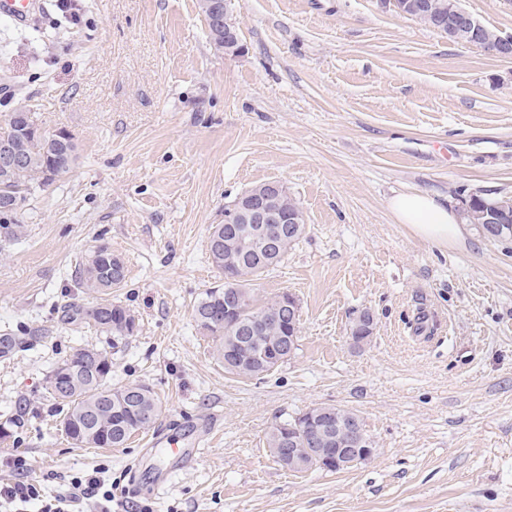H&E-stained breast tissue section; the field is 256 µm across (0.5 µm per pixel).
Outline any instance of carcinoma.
Masks as SVG:
<instances>
[{
  "instance_id": "carcinoma-1",
  "label": "carcinoma",
  "mask_w": 512,
  "mask_h": 512,
  "mask_svg": "<svg viewBox=\"0 0 512 512\" xmlns=\"http://www.w3.org/2000/svg\"><path fill=\"white\" fill-rule=\"evenodd\" d=\"M417 0H395V8L440 34L454 40L449 26L448 0H424L428 4L422 13H414L407 8ZM16 146L24 155L22 167L5 173L0 170V200H28L35 189L44 186L69 173L77 160L76 142L64 137L53 136L35 122L29 123L15 117L11 112L0 122V145ZM25 225L20 220V212L0 207V241L7 243L18 239ZM493 235L497 238L512 237V212L494 219ZM307 224H302L300 234L285 237L277 250L267 252H236L233 262L224 263V225H211L208 237V250L212 264L224 276V283L208 289L193 308V317L199 330L212 337L217 343L219 359L225 352L236 353L235 363L230 372L244 378L260 376L275 367L270 361L261 367L262 353L279 346L286 336L285 325L268 322L261 333L251 339H243L224 330V288L227 286L242 289V298L232 318L247 321L259 316L261 299L252 295V282L265 272L280 266L303 235ZM112 250L107 245L97 246L79 267V287L86 294L112 293L114 288L126 285L124 261L118 262L119 272L112 270ZM71 319L93 322L101 332L113 338L133 335L136 321L130 309L112 303L105 298L96 305L73 311ZM112 372V360L106 353L89 348H77L61 363L55 366L47 379L46 398L58 405L67 407L60 426L65 435L77 444L92 448H120L132 435L143 432L155 423L161 411L158 399L151 389L142 387L137 398L129 396V387L111 388L106 381ZM298 416L286 417L275 424L267 435L271 449L283 447V428L286 424L295 427L305 423Z\"/></svg>"
}]
</instances>
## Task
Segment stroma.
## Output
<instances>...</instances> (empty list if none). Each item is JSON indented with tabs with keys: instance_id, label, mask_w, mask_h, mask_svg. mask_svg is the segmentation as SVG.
Here are the masks:
<instances>
[{
	"instance_id": "35a3bbf8",
	"label": "stroma",
	"mask_w": 512,
	"mask_h": 512,
	"mask_svg": "<svg viewBox=\"0 0 512 512\" xmlns=\"http://www.w3.org/2000/svg\"><path fill=\"white\" fill-rule=\"evenodd\" d=\"M36 26L0 20V119L31 104L68 130L71 172L26 201L24 236L0 250V483L24 456L45 497L101 472L116 502L152 512H512V238L467 225L441 249L387 207L426 191L512 195V59L454 43L393 0H233L242 53L210 41L198 0H80ZM512 34V0H460ZM285 184L306 235L253 287L300 303L298 347L253 379L224 370L192 309L219 274L211 225L248 188ZM124 258L113 303L139 327L113 339L66 320L99 245ZM371 310L374 334L349 329ZM112 359L111 387L149 386L162 412L121 448H87L45 397L72 349ZM353 409L376 444L340 472L294 473L266 435L280 415ZM202 442L191 463L152 445Z\"/></svg>"
}]
</instances>
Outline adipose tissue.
<instances>
[{"label":"adipose tissue","instance_id":"ef3b65f1","mask_svg":"<svg viewBox=\"0 0 512 512\" xmlns=\"http://www.w3.org/2000/svg\"><path fill=\"white\" fill-rule=\"evenodd\" d=\"M389 208L397 223L406 225L415 237L424 241L445 248L463 236L459 215L430 194H397L390 199Z\"/></svg>","mask_w":512,"mask_h":512}]
</instances>
